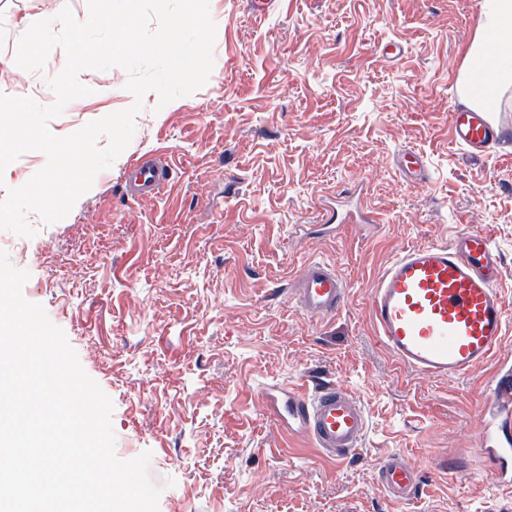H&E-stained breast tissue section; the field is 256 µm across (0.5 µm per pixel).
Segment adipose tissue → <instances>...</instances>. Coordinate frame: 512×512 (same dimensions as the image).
I'll use <instances>...</instances> for the list:
<instances>
[{"instance_id":"1","label":"adipose tissue","mask_w":512,"mask_h":512,"mask_svg":"<svg viewBox=\"0 0 512 512\" xmlns=\"http://www.w3.org/2000/svg\"><path fill=\"white\" fill-rule=\"evenodd\" d=\"M482 21L465 50L457 93L469 106L490 112L512 88V0H481Z\"/></svg>"}]
</instances>
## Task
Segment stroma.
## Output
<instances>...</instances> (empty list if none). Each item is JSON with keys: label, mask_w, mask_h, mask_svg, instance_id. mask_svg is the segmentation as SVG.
<instances>
[{"label": "stroma", "mask_w": 512, "mask_h": 512, "mask_svg": "<svg viewBox=\"0 0 512 512\" xmlns=\"http://www.w3.org/2000/svg\"><path fill=\"white\" fill-rule=\"evenodd\" d=\"M66 6L87 20V0H0V93L54 103L47 80L64 51L23 70L15 34ZM209 12L206 85L165 106L146 92L130 144L64 219L28 213L30 238L0 230V250L30 274L25 298L111 399L116 456L151 452L158 512H512V488L472 453L491 366L457 380L401 367L368 307L402 248L482 230L501 254L512 314V143L473 157L448 123L480 0H278L261 20L247 0H209ZM388 42L400 59L383 52ZM79 79L96 92L50 121L56 135L134 100L122 68ZM408 148L425 180L398 169ZM155 153L169 183L131 197L129 160ZM359 191L380 223H343ZM316 259L348 287L346 306L325 321L293 296ZM324 381L350 388L370 423L340 463L265 411L266 391ZM391 452L424 474L406 510L377 484ZM448 464L465 480H449Z\"/></svg>", "instance_id": "1"}]
</instances>
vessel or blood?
I'll return each mask as SVG.
<instances>
[{"label":"vessel or blood","instance_id":"vessel-or-blood-1","mask_svg":"<svg viewBox=\"0 0 512 512\" xmlns=\"http://www.w3.org/2000/svg\"><path fill=\"white\" fill-rule=\"evenodd\" d=\"M453 141L473 156L512 139V130L488 113L451 108ZM410 180L424 179L425 165L412 150L399 155ZM162 158L132 159L125 185L133 197H154L170 180ZM500 256L483 231L461 232L446 244L411 246L387 265L372 288L369 310L376 335L396 362L427 378L459 379L494 361L487 391L477 407L479 432L473 452L491 461L500 483L512 486V353L503 342L508 317L498 288ZM299 306L312 318L335 316L346 304L347 286L335 267L308 263L294 290ZM288 425L310 440L325 457L341 461L358 448L369 429L356 394L340 384L288 390ZM378 481L390 498L406 506L418 498L420 469L400 453L387 455Z\"/></svg>","mask_w":512,"mask_h":512}]
</instances>
